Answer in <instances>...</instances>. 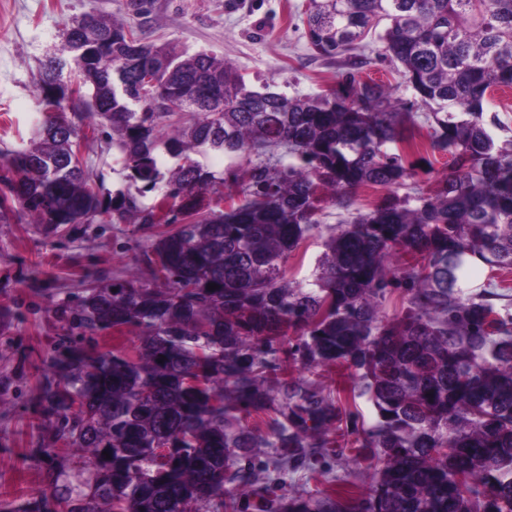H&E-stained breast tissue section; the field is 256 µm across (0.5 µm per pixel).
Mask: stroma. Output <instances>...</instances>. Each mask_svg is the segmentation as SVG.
<instances>
[{
  "label": "stroma",
  "mask_w": 512,
  "mask_h": 512,
  "mask_svg": "<svg viewBox=\"0 0 512 512\" xmlns=\"http://www.w3.org/2000/svg\"><path fill=\"white\" fill-rule=\"evenodd\" d=\"M305 0H154L148 41L169 42L188 52L206 51L230 61L254 87L274 80L288 96H315L342 84L348 73L358 79L399 86L401 78L368 41L367 64L351 70L344 58L315 56L299 14ZM122 17L125 0H0V149L29 141L43 119L37 87L46 60L62 47V31L86 12ZM85 157L104 178L109 193L127 190L120 155L104 140H91ZM415 179L386 188L363 186L345 205L326 201L318 214L320 227L284 261L288 280L312 283L330 226L396 200L437 189L451 157L424 152ZM155 228L121 224H76L59 231L33 221H0V512H64L50 494L54 473L77 480L87 453L58 448L45 459L41 445L52 441L56 419L46 417L40 392L53 372L47 360L61 344L100 351H133L140 342L136 328L108 329L91 336L73 322L84 294V282L105 285L140 266V257ZM289 376L308 379L325 394L340 397L342 406L357 409L371 422L373 408L354 398V369L328 365L311 370L287 367ZM352 423L339 422L330 435L327 454L313 465L279 474L287 497L329 496L353 500L367 493L377 469L358 456Z\"/></svg>",
  "instance_id": "35a3bbf8"
}]
</instances>
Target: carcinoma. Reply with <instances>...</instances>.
<instances>
[{
	"mask_svg": "<svg viewBox=\"0 0 512 512\" xmlns=\"http://www.w3.org/2000/svg\"><path fill=\"white\" fill-rule=\"evenodd\" d=\"M152 5L126 0L134 26L101 13L72 19L67 57L41 73L40 128L27 146L0 150L16 174L5 178L0 220L177 225L141 259L169 287L132 274L87 288L76 308L91 335L138 328L134 354L64 345L50 356L57 381L40 407L61 426L41 453L50 459L63 442L90 454L86 490L57 475L53 494L68 512H111L116 501L123 512H237L224 484L258 483L240 466L252 449H271L278 471L309 466L340 420L338 401L308 381L281 377L267 389L288 360L359 371L376 420L357 451L382 462L357 505L298 497L288 512H512V314L495 308L497 292L462 297L476 263L512 269V140L498 142L483 119L487 97L512 89V0H308L318 56L349 55L374 37L409 99L352 75L314 97L255 90L213 54L126 41L148 26ZM147 65L156 89L143 97ZM66 70L79 78L69 100ZM419 110L429 147L452 156L438 189L336 225L314 283L288 281L282 262L319 227L325 196L343 205L361 186L416 176L391 146L411 142ZM88 128L107 133L138 196H106L100 174L74 165ZM273 148L298 163H271ZM207 149L246 165L220 175L193 158ZM229 181L241 203L200 214L199 195ZM161 185L163 219L138 200ZM394 248L415 263L391 272ZM395 292L407 308L387 322L380 306ZM289 329L298 336L286 344ZM254 413L269 416L267 431L243 423ZM159 444L174 452L157 466Z\"/></svg>",
	"mask_w": 512,
	"mask_h": 512,
	"instance_id": "obj_1",
	"label": "carcinoma"
}]
</instances>
